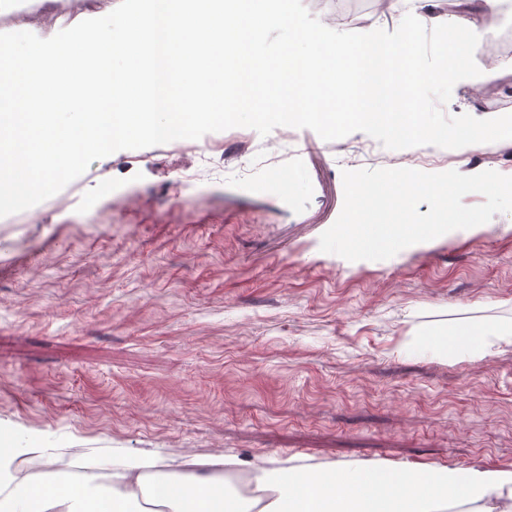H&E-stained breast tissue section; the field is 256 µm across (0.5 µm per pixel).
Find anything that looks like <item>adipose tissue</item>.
I'll list each match as a JSON object with an SVG mask.
<instances>
[{
    "instance_id": "ef3b65f1",
    "label": "adipose tissue",
    "mask_w": 512,
    "mask_h": 512,
    "mask_svg": "<svg viewBox=\"0 0 512 512\" xmlns=\"http://www.w3.org/2000/svg\"><path fill=\"white\" fill-rule=\"evenodd\" d=\"M485 325L448 333L428 343L453 360L480 358L483 339L507 335ZM39 436L17 447L13 429L0 425V512H447L449 504L471 512H512V469L465 467L415 470L381 461L336 465L262 464L253 469L252 495L228 491L224 475L239 462L213 457L206 468L174 484L155 488L159 461L149 455L121 461L96 460L92 473L63 482Z\"/></svg>"
}]
</instances>
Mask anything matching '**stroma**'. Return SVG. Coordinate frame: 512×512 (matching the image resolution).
<instances>
[{
    "mask_svg": "<svg viewBox=\"0 0 512 512\" xmlns=\"http://www.w3.org/2000/svg\"><path fill=\"white\" fill-rule=\"evenodd\" d=\"M394 31L399 9L335 21ZM119 0H13L0 33L48 31ZM446 114H512V58L465 79ZM210 155L175 143L120 150L25 211L0 217V424L57 458L151 454L165 476L230 454L250 482L268 459L384 460L512 469V344L449 363L425 347L457 326L512 325V213L486 231L382 261L321 252L354 159L408 158L425 172L512 176L492 154L389 150L369 135L309 129L209 133ZM199 181L185 183L184 170Z\"/></svg>",
    "mask_w": 512,
    "mask_h": 512,
    "instance_id": "stroma-1",
    "label": "stroma"
}]
</instances>
